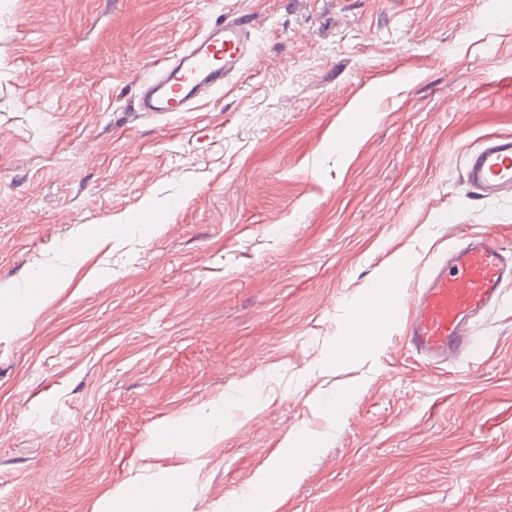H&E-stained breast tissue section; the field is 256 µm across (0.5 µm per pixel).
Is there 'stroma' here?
I'll list each match as a JSON object with an SVG mask.
<instances>
[{
	"label": "stroma",
	"mask_w": 512,
	"mask_h": 512,
	"mask_svg": "<svg viewBox=\"0 0 512 512\" xmlns=\"http://www.w3.org/2000/svg\"><path fill=\"white\" fill-rule=\"evenodd\" d=\"M232 12L256 49L231 87L134 114ZM494 131L512 0H0V512H118L173 472L181 512H224L292 452L248 512H512V284L474 363L403 338L456 237L512 245V197L462 178ZM398 260L397 314L339 356Z\"/></svg>",
	"instance_id": "35a3bbf8"
}]
</instances>
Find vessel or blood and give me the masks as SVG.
<instances>
[{"mask_svg": "<svg viewBox=\"0 0 512 512\" xmlns=\"http://www.w3.org/2000/svg\"><path fill=\"white\" fill-rule=\"evenodd\" d=\"M253 22L221 16L185 48L155 65L139 83L134 111L153 116L192 112L221 91L254 52ZM479 198L512 196V135L486 137L464 169ZM512 282V249L495 232L461 237L446 259L433 263L408 297L404 340L430 366L481 357L480 318L502 304Z\"/></svg>", "mask_w": 512, "mask_h": 512, "instance_id": "1", "label": "vessel or blood"}]
</instances>
